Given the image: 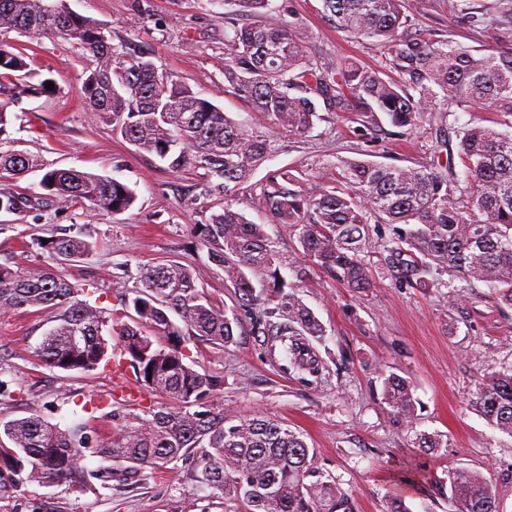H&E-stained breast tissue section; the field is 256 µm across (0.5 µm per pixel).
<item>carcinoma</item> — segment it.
<instances>
[{"mask_svg":"<svg viewBox=\"0 0 512 512\" xmlns=\"http://www.w3.org/2000/svg\"><path fill=\"white\" fill-rule=\"evenodd\" d=\"M237 2L260 21L242 26L228 21L232 33L224 34V79L279 128L309 132L319 118L316 97L338 112H382L392 126L408 130L425 113L441 111L442 97L476 112L512 114V48L475 54L437 39L412 27L405 0H322L337 29L384 46L395 77L349 60L318 62L286 22L269 15V0ZM60 5L61 0H0V28L18 30L33 42L47 35L74 41L95 62L80 88L91 111L112 118L130 144L169 168L190 164L205 171L202 194L224 199L208 223L194 225L209 259L224 269L238 306L250 311L263 304L254 316L256 328L292 337L287 347L291 366L317 372L309 338L321 339L323 325L295 291H285L288 284L279 276L277 250L264 225L232 207L236 192L271 151L270 137L243 131L223 109L186 87L169 80L158 85L151 60L115 56L102 24L80 14L70 18ZM448 6L462 22L512 28V0H499L496 13L480 17L468 3L448 0ZM27 67L26 55L0 46V142L10 123L9 104L48 92L45 80L36 87L25 82ZM291 88L300 95L289 94ZM458 138V173L439 154L417 166L341 160L333 190L308 194L298 188L296 176L279 171L259 204L271 218L295 228L304 263L356 293L373 287L364 259L372 215L392 227L384 261L399 282L430 288L432 270L446 269L463 281L488 284L512 307V124L474 121L459 129ZM30 168L27 154L0 150V173L19 175ZM41 186L45 197L1 190L0 212L87 202L121 213L136 200L126 184L75 168L45 172ZM36 246L60 266L81 262L96 248L79 233L38 239ZM258 269L269 273L259 289L248 276ZM141 282L132 304L121 303L108 317L78 298L79 289L53 269L18 272L0 265L1 311L58 312L37 348L42 363L63 371L96 370L112 350L103 335L107 327L119 336L122 362L141 387L169 398L143 417L112 411V441L100 453L132 468L189 460L194 481L226 503L244 505L245 512H354L336 482L322 479L300 433L276 420L224 412L219 399L223 377L188 363L184 329L226 347L241 324L238 315L216 305L198 288L192 270L177 261L145 268ZM130 308L135 313L131 325L123 321ZM382 398L393 416L413 423L416 401L406 379L386 377ZM472 404L491 426L512 434V370L481 379ZM0 434L10 442L0 441V497L42 480L85 486L80 462L91 441L82 429L62 430L28 416L1 425ZM417 445L437 452L448 441L419 433ZM448 483L459 512H498L495 494L477 473L456 469L448 473Z\"/></svg>","mask_w":512,"mask_h":512,"instance_id":"cac0c4a2","label":"carcinoma"}]
</instances>
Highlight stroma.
Listing matches in <instances>:
<instances>
[{"instance_id": "1", "label": "stroma", "mask_w": 512, "mask_h": 512, "mask_svg": "<svg viewBox=\"0 0 512 512\" xmlns=\"http://www.w3.org/2000/svg\"><path fill=\"white\" fill-rule=\"evenodd\" d=\"M71 8L100 22L123 59L145 57L174 82L222 108L243 130L270 135L269 160L252 174L233 206L275 241L277 267L287 282L303 265L297 234L273 221L258 201L268 177L286 170L301 179L305 192L331 188L341 159L412 166L430 161L435 127L447 129L448 152L457 130L478 120L475 112L451 107L424 117L420 128L400 132L380 112H339L319 103L320 118L306 134L272 130L250 102L224 80V19L249 23L237 0H68ZM416 27L481 51L512 47V34L457 23L448 0H407ZM269 11L293 18L314 57L353 59L390 72L378 43L336 29L322 0H269ZM0 44L29 47L31 83L49 78L52 93L28 97L11 107L9 148L35 162L20 178L0 176V188L42 194L45 171L77 168L125 183L134 206L112 214L96 208L51 205L37 212H0V263L29 271L50 266L38 239L80 229L95 242L93 255L62 268L73 285L91 290L98 306L112 310L119 299L140 291L144 267L170 259L194 269L200 286L217 302L236 309L224 271L208 258L192 227L206 223L215 203L202 195L201 172L193 166L168 169L155 155L138 151L112 123L91 111L80 93L89 73L86 56L55 36L39 43L15 30L0 31ZM365 260L374 286L353 295L319 269L309 268L299 296L323 323L324 340L312 346L322 363L320 377L299 380L283 370L279 342L258 334L242 318L228 347L191 338L188 348L199 371L224 378L220 398L238 417L260 415L300 431L314 451V464L351 498L355 512H386L389 497L400 496L410 512H458L450 495L433 491L435 482L466 468L480 473L497 495L499 512H512V435L491 427L474 409L477 381L512 369V308L481 282L437 276L438 287L400 284L384 263L387 225L370 224ZM52 323L48 314L23 307L0 311V422L37 415L61 429L83 427L92 440L83 466L90 478L83 490L65 481L31 482L0 498V512H225L223 498L205 496L188 462L131 473L109 466L100 454L112 437L111 419L90 412L89 400H108L114 383L109 369L82 374L41 363L36 349ZM410 382L419 420L408 427L382 402L385 376ZM441 434L445 451L417 448L416 431ZM112 468L109 478L98 470Z\"/></svg>"}]
</instances>
